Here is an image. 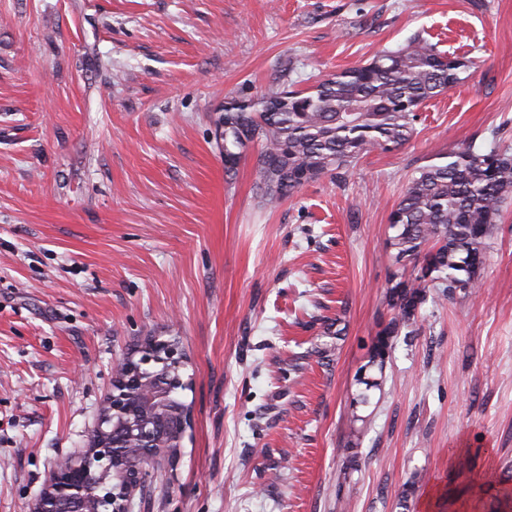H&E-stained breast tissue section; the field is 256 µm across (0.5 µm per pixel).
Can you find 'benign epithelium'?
<instances>
[{
    "mask_svg": "<svg viewBox=\"0 0 512 512\" xmlns=\"http://www.w3.org/2000/svg\"><path fill=\"white\" fill-rule=\"evenodd\" d=\"M185 363L175 339L151 338L115 368L97 426L96 444L58 460L31 512H130L148 489L151 470L131 457L153 459L145 444L161 443L165 455L180 447L189 412L172 398L169 371Z\"/></svg>",
    "mask_w": 512,
    "mask_h": 512,
    "instance_id": "1",
    "label": "benign epithelium"
}]
</instances>
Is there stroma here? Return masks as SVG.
<instances>
[{"label": "stroma", "instance_id": "stroma-1", "mask_svg": "<svg viewBox=\"0 0 512 512\" xmlns=\"http://www.w3.org/2000/svg\"><path fill=\"white\" fill-rule=\"evenodd\" d=\"M417 35L473 66L402 147L272 208L258 146L226 172L224 98ZM469 146L512 154V0H0V512L86 448L149 336L186 353L191 424L133 512H512V196L480 289L426 283L368 363L390 211Z\"/></svg>", "mask_w": 512, "mask_h": 512}]
</instances>
